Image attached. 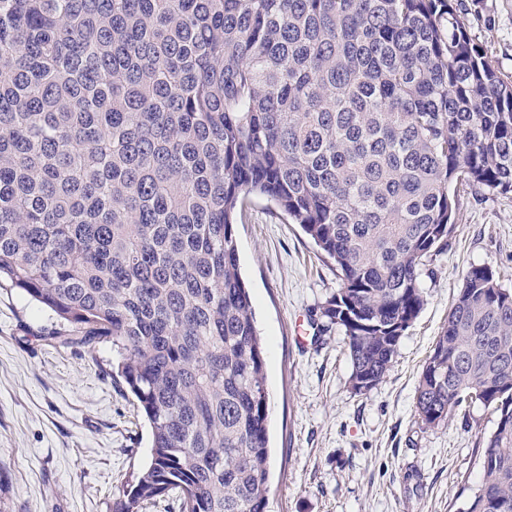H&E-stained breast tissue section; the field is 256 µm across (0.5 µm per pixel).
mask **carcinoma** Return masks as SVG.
Segmentation results:
<instances>
[{
  "instance_id": "cac0c4a2",
  "label": "carcinoma",
  "mask_w": 512,
  "mask_h": 512,
  "mask_svg": "<svg viewBox=\"0 0 512 512\" xmlns=\"http://www.w3.org/2000/svg\"><path fill=\"white\" fill-rule=\"evenodd\" d=\"M459 0H0V279L109 343L150 429L113 499L268 512L270 393L237 220L264 200L334 264L322 306L365 393L455 229L512 193V76ZM421 423L496 414L468 512H512V289L472 265Z\"/></svg>"
}]
</instances>
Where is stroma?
<instances>
[{"mask_svg":"<svg viewBox=\"0 0 512 512\" xmlns=\"http://www.w3.org/2000/svg\"><path fill=\"white\" fill-rule=\"evenodd\" d=\"M463 3L471 36L512 75V0ZM235 232L271 395L270 512H465L462 486L478 482L474 451L496 418L475 407L429 428L414 396L467 268L488 265L512 288V194L458 196L424 306L383 382L363 394L343 334L322 329L337 280L312 241L263 201ZM60 327L0 286V512H112L113 494L151 458L111 345L62 346L51 337Z\"/></svg>","mask_w":512,"mask_h":512,"instance_id":"1","label":"stroma"}]
</instances>
